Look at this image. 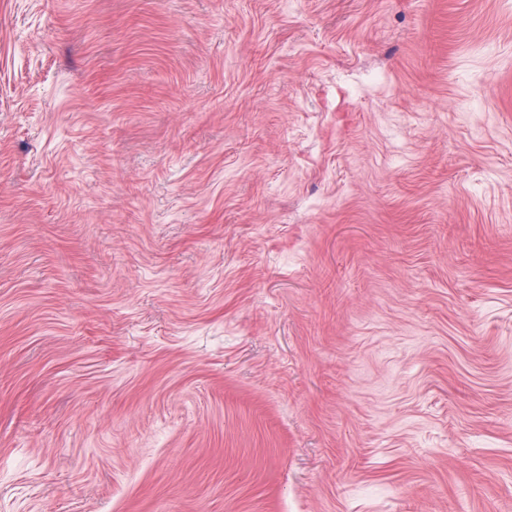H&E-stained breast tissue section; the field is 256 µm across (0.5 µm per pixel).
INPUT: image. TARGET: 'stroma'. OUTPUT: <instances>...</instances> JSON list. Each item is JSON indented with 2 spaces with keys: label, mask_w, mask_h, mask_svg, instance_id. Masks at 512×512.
I'll use <instances>...</instances> for the list:
<instances>
[{
  "label": "stroma",
  "mask_w": 512,
  "mask_h": 512,
  "mask_svg": "<svg viewBox=\"0 0 512 512\" xmlns=\"http://www.w3.org/2000/svg\"><path fill=\"white\" fill-rule=\"evenodd\" d=\"M0 512H512V0H0Z\"/></svg>",
  "instance_id": "stroma-1"
}]
</instances>
